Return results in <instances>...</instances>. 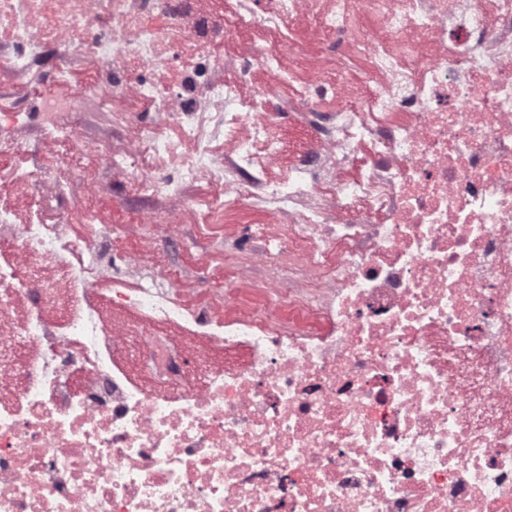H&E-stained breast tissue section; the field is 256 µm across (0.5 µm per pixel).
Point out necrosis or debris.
<instances>
[{"instance_id": "obj_1", "label": "necrosis or debris", "mask_w": 512, "mask_h": 512, "mask_svg": "<svg viewBox=\"0 0 512 512\" xmlns=\"http://www.w3.org/2000/svg\"><path fill=\"white\" fill-rule=\"evenodd\" d=\"M259 27L282 37L224 55ZM2 31L0 75L66 56L40 105L67 201L30 169L0 205V512H512V0H0ZM187 56L267 79L203 85ZM85 98L151 105L104 163L180 200L106 300L112 225L66 195ZM230 207L276 216L260 257L288 275L184 308L156 241Z\"/></svg>"}]
</instances>
